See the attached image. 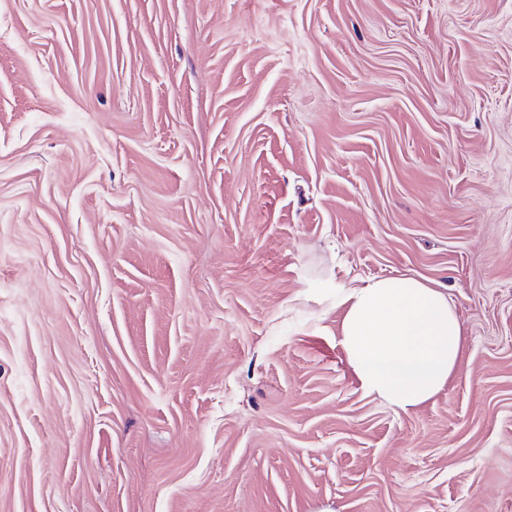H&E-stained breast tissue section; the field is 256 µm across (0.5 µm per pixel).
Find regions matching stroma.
Segmentation results:
<instances>
[{"instance_id": "35a3bbf8", "label": "stroma", "mask_w": 512, "mask_h": 512, "mask_svg": "<svg viewBox=\"0 0 512 512\" xmlns=\"http://www.w3.org/2000/svg\"><path fill=\"white\" fill-rule=\"evenodd\" d=\"M397 275L466 330L406 413ZM0 512H512V0H0ZM342 347L362 388L396 411L428 402L457 367L464 326L448 289L415 276L344 288Z\"/></svg>"}]
</instances>
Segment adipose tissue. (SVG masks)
Here are the masks:
<instances>
[{
    "label": "adipose tissue",
    "mask_w": 512,
    "mask_h": 512,
    "mask_svg": "<svg viewBox=\"0 0 512 512\" xmlns=\"http://www.w3.org/2000/svg\"><path fill=\"white\" fill-rule=\"evenodd\" d=\"M342 347L362 388L394 410L428 402L447 384L464 326L445 286L414 276L344 289Z\"/></svg>",
    "instance_id": "ef3b65f1"
}]
</instances>
